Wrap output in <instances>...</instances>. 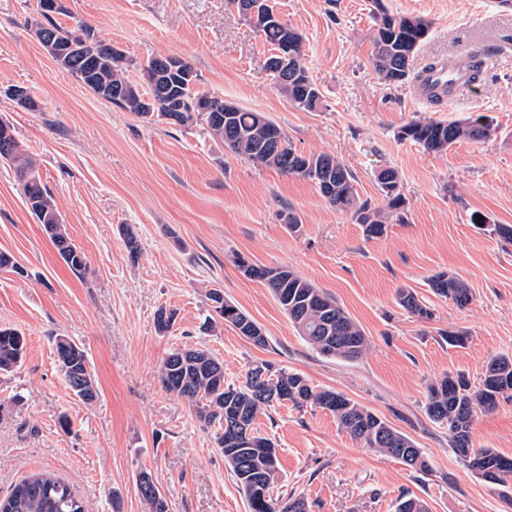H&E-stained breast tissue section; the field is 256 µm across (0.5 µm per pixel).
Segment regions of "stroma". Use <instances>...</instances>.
I'll return each mask as SVG.
<instances>
[{
  "label": "stroma",
  "instance_id": "stroma-1",
  "mask_svg": "<svg viewBox=\"0 0 512 512\" xmlns=\"http://www.w3.org/2000/svg\"><path fill=\"white\" fill-rule=\"evenodd\" d=\"M37 2L0 0V120L36 159L90 273L78 277L62 262L13 169L0 162V252L15 261L0 267V327L28 339L23 365L0 375V498L47 470L87 512H148L136 487L145 471L169 512H247L213 429L158 377L168 353L193 347L223 360L228 383L265 362L343 393L409 436L430 464L416 474L341 430L330 412L284 403L255 422L279 451L274 493L305 497L311 512H394L402 496L423 498L429 512H512V483L493 485L467 469L423 408L434 378L461 373L475 383L491 358L512 353V242L492 231L512 225V8L499 0H384L392 14L431 23L413 69L485 51L478 84L438 105L416 101L414 80L390 83L372 67L370 0H270L302 34L321 91L319 107L305 111L274 84L264 67L272 47L235 0H67L60 23L86 24L136 61L185 60L202 91L266 113L301 152L341 159L371 206L384 204L378 171L395 169L407 221L369 238L310 181L244 161L202 127L148 124L85 90L37 40ZM15 84L37 111L12 99ZM478 114L497 128L484 143L462 140L435 153L400 136L413 119ZM290 213L297 228L285 222ZM240 255L289 267L335 297L365 331L366 355H318L270 290L238 268ZM442 271L468 286L469 305L433 294L429 280ZM212 288L263 328L267 347L227 324L202 330ZM402 289L433 318L403 310ZM162 308L176 312L163 334L155 326ZM446 330L466 334L465 345H448ZM61 336L86 353L98 387L93 403L75 397L58 368ZM470 441L512 458V398L477 413Z\"/></svg>",
  "mask_w": 512,
  "mask_h": 512
}]
</instances>
